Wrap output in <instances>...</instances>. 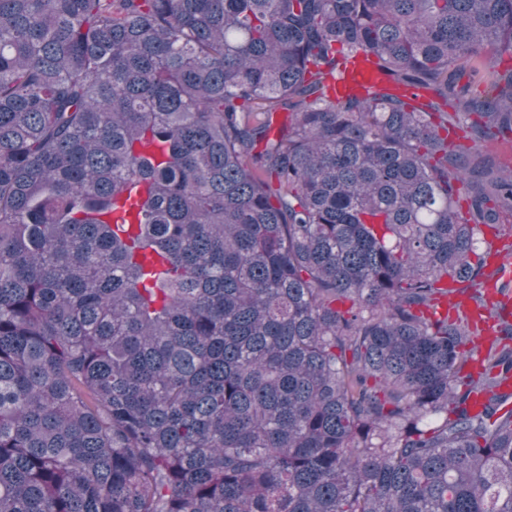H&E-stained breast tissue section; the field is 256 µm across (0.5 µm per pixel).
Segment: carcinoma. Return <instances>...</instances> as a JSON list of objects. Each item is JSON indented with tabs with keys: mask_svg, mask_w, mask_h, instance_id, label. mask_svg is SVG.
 <instances>
[{
	"mask_svg": "<svg viewBox=\"0 0 512 512\" xmlns=\"http://www.w3.org/2000/svg\"><path fill=\"white\" fill-rule=\"evenodd\" d=\"M511 147L512 0H0V512H512ZM377 84L378 77L374 69L361 57H358L348 66L342 77L336 81V94L351 88L362 89Z\"/></svg>",
	"mask_w": 512,
	"mask_h": 512,
	"instance_id": "1",
	"label": "carcinoma"
}]
</instances>
